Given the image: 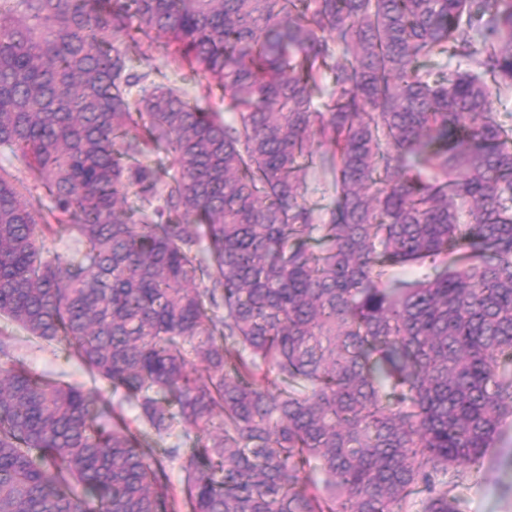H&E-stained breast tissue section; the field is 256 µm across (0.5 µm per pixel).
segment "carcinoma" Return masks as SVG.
<instances>
[{
  "instance_id": "1",
  "label": "carcinoma",
  "mask_w": 512,
  "mask_h": 512,
  "mask_svg": "<svg viewBox=\"0 0 512 512\" xmlns=\"http://www.w3.org/2000/svg\"><path fill=\"white\" fill-rule=\"evenodd\" d=\"M160 39L232 122L135 70ZM511 101L512 0H0V512H466L512 423ZM15 354L32 370L61 378L74 385H80L87 392L109 401L112 406L120 405L132 426H137L135 408L125 401L120 393H112L111 387L101 380H94L82 363L74 356L65 357L61 345L35 342L18 328L14 329Z\"/></svg>"
}]
</instances>
